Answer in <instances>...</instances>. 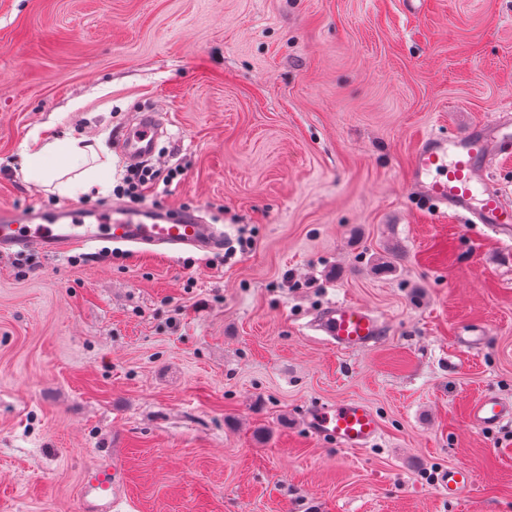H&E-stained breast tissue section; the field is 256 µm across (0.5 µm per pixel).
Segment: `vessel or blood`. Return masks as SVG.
<instances>
[{"label": "vessel or blood", "instance_id": "vessel-or-blood-1", "mask_svg": "<svg viewBox=\"0 0 512 512\" xmlns=\"http://www.w3.org/2000/svg\"><path fill=\"white\" fill-rule=\"evenodd\" d=\"M162 129L158 113H139L117 142L123 158L136 164L155 155ZM498 157H512V115L506 113L450 137L434 132L421 135L413 150L409 181L425 207L512 238V202L488 177ZM105 243L156 255L211 252L223 250L224 233L216 225L203 223L191 209L114 204L96 210L70 206L47 212L0 207V255L36 251L59 258ZM312 327L328 345L353 352L380 343L384 320L365 305L336 301L319 311ZM468 418L478 429L512 422V402L482 396L472 404ZM304 426L311 435L349 450L369 448L381 434L375 412L357 398L313 405L304 415ZM472 485V473L462 465L448 467L437 479L439 491L452 499L462 498ZM123 486L121 467L94 473L81 489L79 512H112Z\"/></svg>", "mask_w": 512, "mask_h": 512}]
</instances>
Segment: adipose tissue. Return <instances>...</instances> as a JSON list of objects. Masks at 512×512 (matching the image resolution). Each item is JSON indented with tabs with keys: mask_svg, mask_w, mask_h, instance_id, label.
I'll return each instance as SVG.
<instances>
[{
	"mask_svg": "<svg viewBox=\"0 0 512 512\" xmlns=\"http://www.w3.org/2000/svg\"><path fill=\"white\" fill-rule=\"evenodd\" d=\"M111 158L101 157L87 137H60L35 129L19 153V170L26 182L53 189L63 197L108 195Z\"/></svg>",
	"mask_w": 512,
	"mask_h": 512,
	"instance_id": "1",
	"label": "adipose tissue"
}]
</instances>
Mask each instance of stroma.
Instances as JSON below:
<instances>
[{
  "label": "stroma",
  "mask_w": 512,
  "mask_h": 512,
  "mask_svg": "<svg viewBox=\"0 0 512 512\" xmlns=\"http://www.w3.org/2000/svg\"><path fill=\"white\" fill-rule=\"evenodd\" d=\"M511 104L512 0H0V206L65 203L17 170L37 127L101 138L117 181V133L157 108L183 177L148 204L253 240L216 267L0 256V512H76L112 462L118 512H512V423L468 422L512 401V241L408 185L421 134ZM341 299L384 319L377 346L306 330ZM350 397L372 448L299 427ZM468 418L470 424L478 429H490L512 422V402L498 396H482L472 404ZM438 490L448 494V498L460 499L473 485V476L469 468L462 465L448 466L436 480Z\"/></svg>",
  "instance_id": "1"
}]
</instances>
